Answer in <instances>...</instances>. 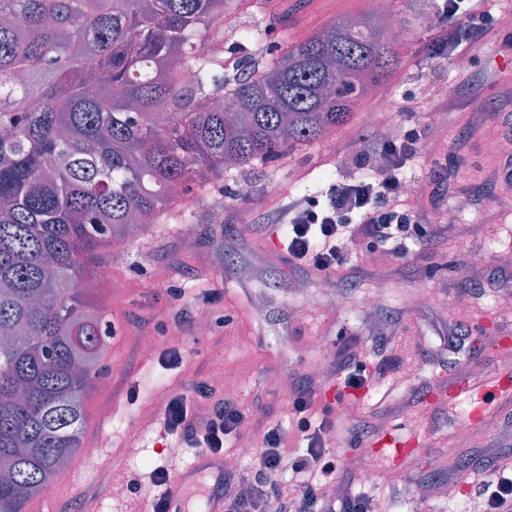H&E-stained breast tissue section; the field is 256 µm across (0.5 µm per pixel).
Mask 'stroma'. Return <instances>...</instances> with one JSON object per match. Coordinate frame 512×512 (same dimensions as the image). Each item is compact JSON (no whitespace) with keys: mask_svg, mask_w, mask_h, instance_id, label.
I'll return each instance as SVG.
<instances>
[{"mask_svg":"<svg viewBox=\"0 0 512 512\" xmlns=\"http://www.w3.org/2000/svg\"><path fill=\"white\" fill-rule=\"evenodd\" d=\"M377 2L310 0L288 14L277 0H252L235 21L240 29L272 27L271 41L282 47L335 22L377 15ZM486 8L490 32L485 40L465 49L460 58L441 62L426 54L436 21L434 0H394L403 30L395 43L399 64L356 100L348 124L278 160L225 173L208 197L184 194V207L196 214L193 223H181L176 212L163 211L158 223L149 225L129 249L107 253V275L93 300L115 328L101 361L110 381L104 388L90 385L84 396L83 444L108 442L112 454L125 458L128 479H142L149 469L169 460L159 402L191 381H211L227 370L237 377L236 399L242 409H254L256 389L265 388V411L287 424L289 407L276 385L283 365L315 371L340 352L364 350L372 339L364 324L365 304L368 295L378 290L385 296L382 315L402 320L404 332L394 352L403 365L389 375L387 383L373 384L336 406V458L344 464L358 455L367 466L383 471L388 464L376 456L378 436L414 438L420 450L405 469L417 474L425 491L384 501L382 512H455L439 488L448 482L449 466L459 464L471 478L470 483H459V495L477 501L475 484L486 476L478 460L496 455L501 463H512V422L504 420L505 414H512V400L486 408L483 417L490 420V427L475 426L464 438L459 437L457 426L477 407L476 398L444 402L448 414L436 431L424 425L421 414L441 403L435 389L447 378L451 363L460 366L455 380L459 386L493 376L512 379V358L503 357L504 351H512V268L502 266L486 249L491 241L512 246V194L492 196L481 178L482 168L498 159L489 144L503 139L505 129L496 120L483 128L470 127L466 108L448 115L437 108L440 93L446 90L460 93L467 102H483L486 111L512 113V104H502L500 98L503 88L512 87V25L499 22L501 16L512 15V0H488ZM384 103L390 106L395 127L408 125L415 113L422 124L444 126L449 137L466 138L458 177L471 185L472 193L462 202L450 199L448 208L457 223L480 225L477 239L452 238L437 251H420L405 262L400 278L332 286L317 279L302 280L276 262L271 242L285 237L283 227L269 226L258 239L240 235L241 223L267 208L282 188L314 195L337 180L345 171L340 163L344 147L355 136L372 135L374 116ZM491 203L499 219L486 225L483 212ZM220 204L232 212V223H209L208 213ZM463 265L479 270L476 282L459 285L458 269ZM301 282L306 291L321 295L320 305L307 304L305 291L297 288ZM171 288L184 289L186 299L203 302L211 320L208 333L201 335L177 324L178 304L167 295ZM426 290L440 299L439 307L416 302V295ZM137 315L147 319V326L134 323ZM445 319L461 322L468 332L463 349L449 358L442 354L436 331ZM157 337L180 350V368H165L159 350H143V340ZM419 385L424 388L420 413L384 424L379 435L366 437L359 448H352L349 428L369 420L386 390L400 393ZM111 456L87 459L77 483H69L65 471L54 477L45 490L52 512H85L89 507L80 495L99 484L107 486ZM131 496L130 488L117 493L107 486L90 508L115 512Z\"/></svg>","mask_w":512,"mask_h":512,"instance_id":"35a3bbf8","label":"stroma"}]
</instances>
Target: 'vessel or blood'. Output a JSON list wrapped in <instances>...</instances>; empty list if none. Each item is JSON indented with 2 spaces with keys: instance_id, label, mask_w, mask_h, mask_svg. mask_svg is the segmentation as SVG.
Here are the masks:
<instances>
[{
  "instance_id": "obj_1",
  "label": "vessel or blood",
  "mask_w": 512,
  "mask_h": 512,
  "mask_svg": "<svg viewBox=\"0 0 512 512\" xmlns=\"http://www.w3.org/2000/svg\"><path fill=\"white\" fill-rule=\"evenodd\" d=\"M468 396L501 398L512 393V384L501 378L462 387ZM170 479L166 487L169 512H224V500L216 487L224 475V459L207 453L196 455L192 462L169 461Z\"/></svg>"
}]
</instances>
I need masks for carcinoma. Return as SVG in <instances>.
Returning a JSON list of instances; mask_svg holds the SVG:
<instances>
[{"label":"carcinoma","instance_id":"obj_1","mask_svg":"<svg viewBox=\"0 0 512 512\" xmlns=\"http://www.w3.org/2000/svg\"><path fill=\"white\" fill-rule=\"evenodd\" d=\"M244 2L0 0V512H23L81 451L112 335L85 287L100 250L229 167L347 124L398 65L371 17L231 79L207 37Z\"/></svg>","mask_w":512,"mask_h":512}]
</instances>
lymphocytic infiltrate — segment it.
<instances>
[{
	"label": "lymphocytic infiltrate",
	"mask_w": 512,
	"mask_h": 512,
	"mask_svg": "<svg viewBox=\"0 0 512 512\" xmlns=\"http://www.w3.org/2000/svg\"><path fill=\"white\" fill-rule=\"evenodd\" d=\"M484 0H438V22L429 44L433 57L448 59L460 54L459 19L485 17ZM462 143L445 145L440 131L429 132L412 123L395 139L363 138L352 155L357 176L330 185L319 198L289 194L251 219L252 233L269 224L286 226L283 251L289 271L320 279L345 272L347 279L364 281L372 273L350 263L349 251L362 245L393 261L413 251L434 247L454 229L444 222L448 197L458 192L454 170ZM433 166L425 202L412 207L399 204L404 169L422 153ZM395 334L378 332L369 353L345 354L332 361L320 375H294L290 384L291 415L304 448L288 456L280 425L265 424L261 447L250 449L248 470L225 474L221 483L224 512H373V499L351 488L352 476L336 478L335 451L331 446L336 420L331 405L315 401L334 378L357 391L368 386V354L379 356L378 374L393 365ZM165 434L184 447L213 454L224 451L226 439L248 425L250 415L236 399L217 394L205 382H195L171 396L161 412ZM488 473L480 494L486 512H512V471L496 459L483 462ZM337 483V494L328 497L326 487ZM251 486L243 494L242 486Z\"/></svg>",
	"instance_id": "lymphocytic-infiltrate-1"
}]
</instances>
